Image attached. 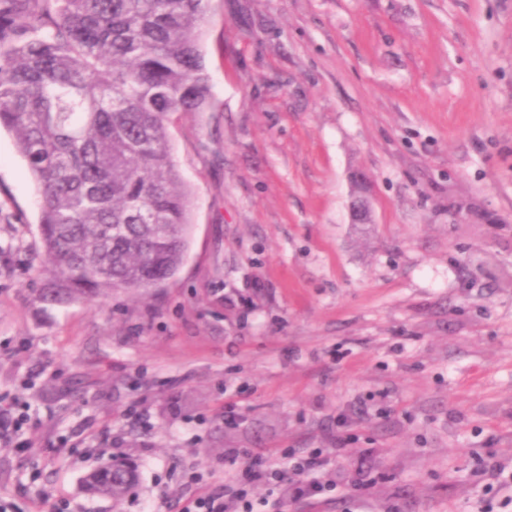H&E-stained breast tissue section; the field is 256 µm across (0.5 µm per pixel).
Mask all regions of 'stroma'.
I'll return each mask as SVG.
<instances>
[{
	"label": "stroma",
	"mask_w": 512,
	"mask_h": 512,
	"mask_svg": "<svg viewBox=\"0 0 512 512\" xmlns=\"http://www.w3.org/2000/svg\"><path fill=\"white\" fill-rule=\"evenodd\" d=\"M206 112L170 118L193 191L180 274L38 301L36 185L0 132V438L9 512H142L320 449L334 491L285 512H477L512 474V0H209ZM365 174L374 221L349 218ZM234 404L236 421L224 417ZM110 436L137 481L92 496ZM200 481H192L191 473ZM30 404L19 396H14L3 408L0 407V437L11 432L18 435L24 431L30 420Z\"/></svg>",
	"instance_id": "obj_1"
}]
</instances>
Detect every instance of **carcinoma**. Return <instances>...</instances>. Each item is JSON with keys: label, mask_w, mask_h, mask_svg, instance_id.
<instances>
[{"label": "carcinoma", "mask_w": 512, "mask_h": 512, "mask_svg": "<svg viewBox=\"0 0 512 512\" xmlns=\"http://www.w3.org/2000/svg\"><path fill=\"white\" fill-rule=\"evenodd\" d=\"M209 0H0V129L37 182L44 303L146 288L176 276L193 193L167 118L211 99L202 53ZM112 464L88 491L120 498Z\"/></svg>", "instance_id": "1"}]
</instances>
